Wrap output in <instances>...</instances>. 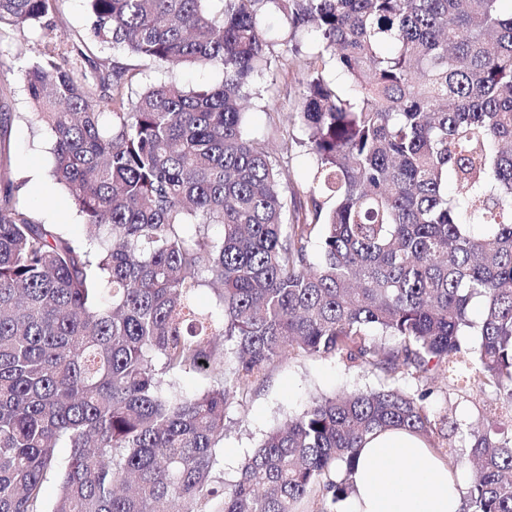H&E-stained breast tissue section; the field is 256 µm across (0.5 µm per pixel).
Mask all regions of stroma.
I'll list each match as a JSON object with an SVG mask.
<instances>
[{
  "label": "stroma",
  "mask_w": 512,
  "mask_h": 512,
  "mask_svg": "<svg viewBox=\"0 0 512 512\" xmlns=\"http://www.w3.org/2000/svg\"><path fill=\"white\" fill-rule=\"evenodd\" d=\"M46 22L63 40L59 64L66 68L89 65L111 66L119 62L133 68L134 85L173 80L192 88L212 86L222 80L220 71L184 67L175 70L150 67L121 50L101 48L91 30L85 0H60L59 9ZM38 29L0 27V113H11L4 135L11 157L14 194L33 218L43 224L60 225L73 237L86 233V226L73 210L67 193L48 176L53 162L52 144L28 115L34 107L24 87L22 74L42 47ZM302 72L298 66L275 69L259 75V99L246 115L251 137L272 148L287 146L288 176L302 182L307 178L312 158L302 145L299 127H287L288 116L299 102ZM290 141H283V131ZM385 376L370 367L353 366L334 359L290 356L272 365L263 382L243 400L233 402L225 421L224 439L217 450V471L224 482L237 476L242 460L280 423L302 412L312 398L374 388L385 384ZM398 386L413 391L426 390L425 401L435 416L449 417L460 424L480 419L491 399L490 389L463 387L448 389L443 379L418 382L400 377Z\"/></svg>",
  "instance_id": "35a3bbf8"
}]
</instances>
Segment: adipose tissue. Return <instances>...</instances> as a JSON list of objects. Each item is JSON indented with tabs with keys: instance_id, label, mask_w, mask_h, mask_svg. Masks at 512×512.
<instances>
[{
	"instance_id": "ef3b65f1",
	"label": "adipose tissue",
	"mask_w": 512,
	"mask_h": 512,
	"mask_svg": "<svg viewBox=\"0 0 512 512\" xmlns=\"http://www.w3.org/2000/svg\"><path fill=\"white\" fill-rule=\"evenodd\" d=\"M345 512H464L460 472L404 430L368 438Z\"/></svg>"
}]
</instances>
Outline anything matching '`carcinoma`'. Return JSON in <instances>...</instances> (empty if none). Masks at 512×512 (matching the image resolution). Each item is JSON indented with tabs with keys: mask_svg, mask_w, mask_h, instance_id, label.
I'll return each instance as SVG.
<instances>
[{
	"mask_svg": "<svg viewBox=\"0 0 512 512\" xmlns=\"http://www.w3.org/2000/svg\"><path fill=\"white\" fill-rule=\"evenodd\" d=\"M57 2L0 0V25L42 28ZM85 2L102 44L223 79L135 89L124 65L66 69L49 50L24 71L88 235L18 204L1 147L0 512H332L375 432L456 452L427 393L383 384L313 398L224 484L228 408L292 355L439 369L512 409V0ZM266 14L321 61L289 118L314 159L304 186L244 127L276 63ZM216 284L217 309L196 306ZM493 424L468 429V512H512V436Z\"/></svg>",
	"mask_w": 512,
	"mask_h": 512,
	"instance_id": "obj_1",
	"label": "carcinoma"
}]
</instances>
